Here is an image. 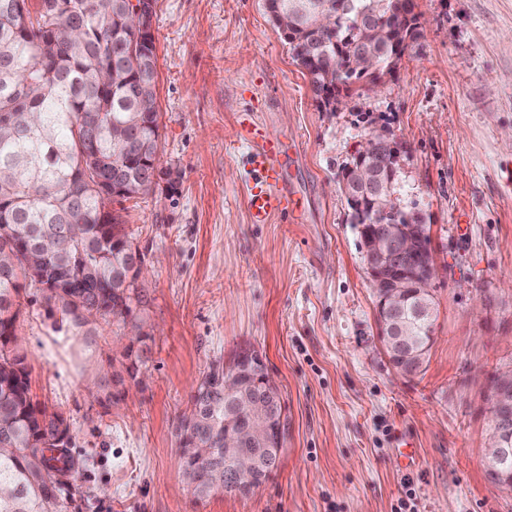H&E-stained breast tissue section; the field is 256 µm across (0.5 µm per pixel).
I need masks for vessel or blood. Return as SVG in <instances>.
I'll return each mask as SVG.
<instances>
[{
  "mask_svg": "<svg viewBox=\"0 0 512 512\" xmlns=\"http://www.w3.org/2000/svg\"><path fill=\"white\" fill-rule=\"evenodd\" d=\"M254 143L251 164L255 177L246 191V205L252 223L264 224L276 214L296 212L302 201L284 181L287 154L281 138L257 128L247 131Z\"/></svg>",
  "mask_w": 512,
  "mask_h": 512,
  "instance_id": "b4317fda",
  "label": "vessel or blood"
}]
</instances>
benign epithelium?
<instances>
[{
    "mask_svg": "<svg viewBox=\"0 0 512 512\" xmlns=\"http://www.w3.org/2000/svg\"><path fill=\"white\" fill-rule=\"evenodd\" d=\"M347 0H336L331 10L318 17V24L336 27V17L346 10ZM155 0H132L131 26L140 39L153 33ZM400 153L398 142L380 129L369 133L357 153V162L343 179V189L352 205L354 222L357 223L364 249L377 308L384 313L400 317L405 314L409 298L431 292L435 267L427 225L418 220L416 213H399L395 196L390 194L391 185L382 179L384 165L396 160ZM363 186L374 195H385L378 219H388L380 231L358 210L357 196L352 188ZM242 375H261L263 382L250 390L238 383ZM277 390L266 363L257 352H248L238 360V366L230 376L224 377V395L233 399L234 410L249 416L252 422L241 427L225 439L227 454L232 457V478L241 493L252 490L260 479V472L267 470L265 459L252 452H237L248 441L259 439L265 443L283 441L282 425L276 423L278 415L269 408L267 393ZM491 435L485 457L492 461L488 470L491 482L503 489L512 488V372L498 378L490 394Z\"/></svg>",
    "mask_w": 512,
    "mask_h": 512,
    "instance_id": "benign-epithelium-1",
    "label": "benign epithelium"
}]
</instances>
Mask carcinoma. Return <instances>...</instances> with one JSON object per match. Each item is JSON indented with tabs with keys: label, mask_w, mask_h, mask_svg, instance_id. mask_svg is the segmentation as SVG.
<instances>
[{
	"label": "carcinoma",
	"mask_w": 512,
	"mask_h": 512,
	"mask_svg": "<svg viewBox=\"0 0 512 512\" xmlns=\"http://www.w3.org/2000/svg\"><path fill=\"white\" fill-rule=\"evenodd\" d=\"M0 0V254L31 255L34 265L0 276V512H79L74 492L53 494L57 473H77L58 453L62 415L35 402L19 351L15 309L20 280L47 285L42 298L61 305L80 331L98 319L122 322L144 298L128 278L142 260L120 211L101 214L100 186L130 183L117 203L152 190L161 140L156 104V45L134 38L127 0ZM375 0H350L336 28L306 17L287 36L313 90L350 95L369 76L393 70L419 35L418 15L375 13ZM368 49L380 69L353 67ZM423 352L435 317L407 313ZM224 369L213 366L177 428L183 475L199 498L226 487L224 435L246 419L227 411Z\"/></svg>",
	"instance_id": "1"
}]
</instances>
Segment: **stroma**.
Wrapping results in <instances>:
<instances>
[{
  "label": "stroma",
  "instance_id": "stroma-1",
  "mask_svg": "<svg viewBox=\"0 0 512 512\" xmlns=\"http://www.w3.org/2000/svg\"><path fill=\"white\" fill-rule=\"evenodd\" d=\"M414 2L420 35L393 72L328 112L266 0H156L159 176L122 212L147 269L137 377L123 322L62 343L59 306L20 291L31 395L85 457L82 512H395L409 491L417 512H512L484 459L487 397L512 371V0ZM247 125L294 149L303 217L250 222ZM380 127L403 146L399 197L428 225L437 269L434 343L414 377L381 344L339 187ZM243 348L281 393V462L248 495L200 499L177 426L208 367Z\"/></svg>",
  "mask_w": 512,
  "mask_h": 512
}]
</instances>
